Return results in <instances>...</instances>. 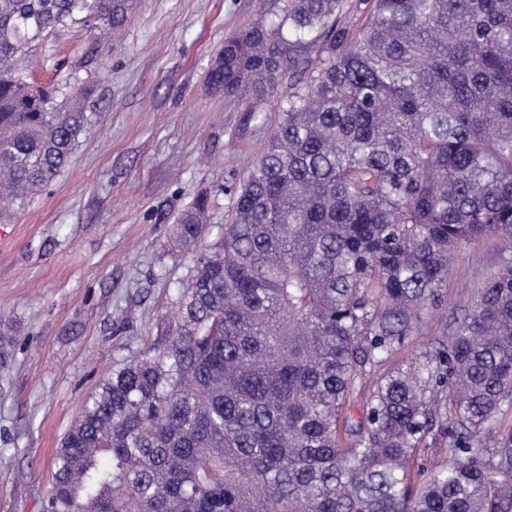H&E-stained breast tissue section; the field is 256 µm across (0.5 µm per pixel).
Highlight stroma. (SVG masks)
Wrapping results in <instances>:
<instances>
[{
  "instance_id": "35a3bbf8",
  "label": "stroma",
  "mask_w": 512,
  "mask_h": 512,
  "mask_svg": "<svg viewBox=\"0 0 512 512\" xmlns=\"http://www.w3.org/2000/svg\"><path fill=\"white\" fill-rule=\"evenodd\" d=\"M278 0H141L94 73L82 66L88 28L68 23L34 43L41 83L91 79L90 123L69 165L0 221V331L11 367L0 374V512H41L56 448L84 398L121 357L164 336L192 275L173 221L202 189L217 216L226 189L264 153L281 119L244 122L237 102L208 94L206 74L227 34ZM497 252L461 249L444 290L445 319L408 337L404 353L445 338L468 310Z\"/></svg>"
}]
</instances>
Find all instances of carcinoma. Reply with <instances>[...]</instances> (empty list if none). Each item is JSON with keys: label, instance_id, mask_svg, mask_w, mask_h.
Masks as SVG:
<instances>
[{"label": "carcinoma", "instance_id": "cac0c4a2", "mask_svg": "<svg viewBox=\"0 0 512 512\" xmlns=\"http://www.w3.org/2000/svg\"><path fill=\"white\" fill-rule=\"evenodd\" d=\"M280 2L206 84L250 121L286 86L281 121L224 223L206 191L174 220L194 269L168 336L85 397L43 512H512V435L494 432L512 406V0ZM138 5L0 0V218L91 120L90 85L32 80L31 44L68 19L93 31L91 66ZM479 238L500 257L471 309L384 370ZM361 373L378 378L355 420ZM428 448L442 462L413 491Z\"/></svg>", "mask_w": 512, "mask_h": 512}]
</instances>
